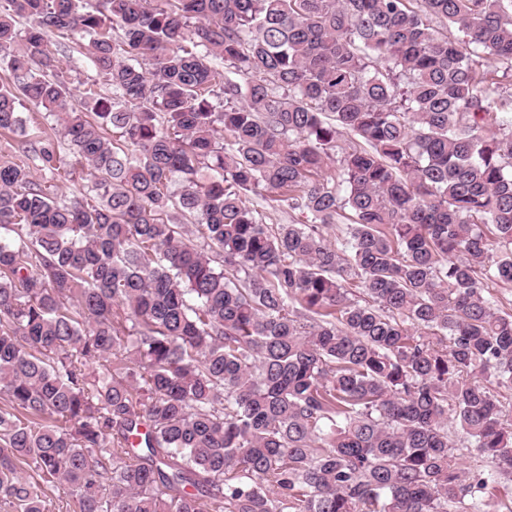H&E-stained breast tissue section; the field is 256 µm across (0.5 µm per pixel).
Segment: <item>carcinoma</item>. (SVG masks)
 Returning a JSON list of instances; mask_svg holds the SVG:
<instances>
[{
  "instance_id": "obj_1",
  "label": "carcinoma",
  "mask_w": 512,
  "mask_h": 512,
  "mask_svg": "<svg viewBox=\"0 0 512 512\" xmlns=\"http://www.w3.org/2000/svg\"><path fill=\"white\" fill-rule=\"evenodd\" d=\"M53 31L112 97L69 103ZM0 70L26 158L0 160L10 512H47L58 483L78 512L494 503L512 0H4ZM79 166L92 190L58 194ZM453 425L495 473L461 469Z\"/></svg>"
}]
</instances>
